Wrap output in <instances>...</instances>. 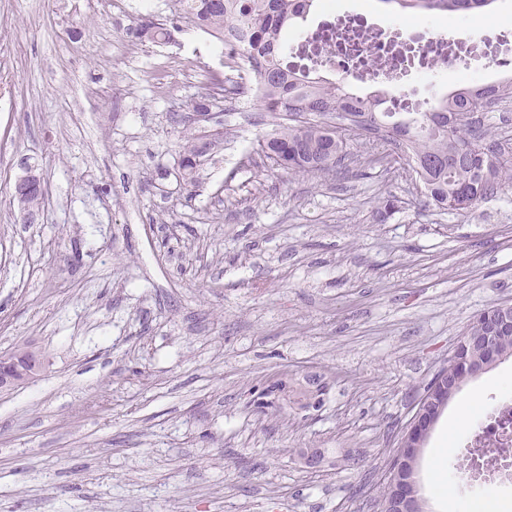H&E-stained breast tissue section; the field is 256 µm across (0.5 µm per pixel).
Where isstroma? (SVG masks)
Instances as JSON below:
<instances>
[{"mask_svg":"<svg viewBox=\"0 0 512 512\" xmlns=\"http://www.w3.org/2000/svg\"><path fill=\"white\" fill-rule=\"evenodd\" d=\"M370 27L423 13L339 0ZM179 22L171 43L130 31ZM512 21V0L445 16L450 36ZM222 45L171 0H0V353L43 372L0 391V512H376L403 428L473 317L512 303V192L463 214L428 203L406 161L291 175L258 152L276 118L225 92L192 104ZM215 144L194 179L187 140ZM28 161L45 182L33 221L13 198ZM394 209L381 211L384 199ZM287 378L276 406L257 404ZM512 358L465 384L448 416L457 512L480 493L464 439ZM321 449L319 467L297 451Z\"/></svg>","mask_w":512,"mask_h":512,"instance_id":"obj_1","label":"stroma"}]
</instances>
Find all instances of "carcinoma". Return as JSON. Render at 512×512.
Listing matches in <instances>:
<instances>
[{"instance_id": "obj_1", "label": "carcinoma", "mask_w": 512, "mask_h": 512, "mask_svg": "<svg viewBox=\"0 0 512 512\" xmlns=\"http://www.w3.org/2000/svg\"><path fill=\"white\" fill-rule=\"evenodd\" d=\"M314 0H175L178 14L222 44L235 42L229 59H240L255 75L251 91L263 109L288 123L259 142V151L294 175L326 173L349 159L345 135L361 131L403 153L438 209L461 214L512 190V149L501 144L486 120L493 104L512 103V80L497 86L469 84L432 109L391 112L384 95L359 96L322 77L324 49L311 54L288 50V28L304 19ZM428 14H473L488 0H395ZM179 31L153 17L133 29L142 42L173 40ZM200 139L188 142L181 166L193 180Z\"/></svg>"}]
</instances>
